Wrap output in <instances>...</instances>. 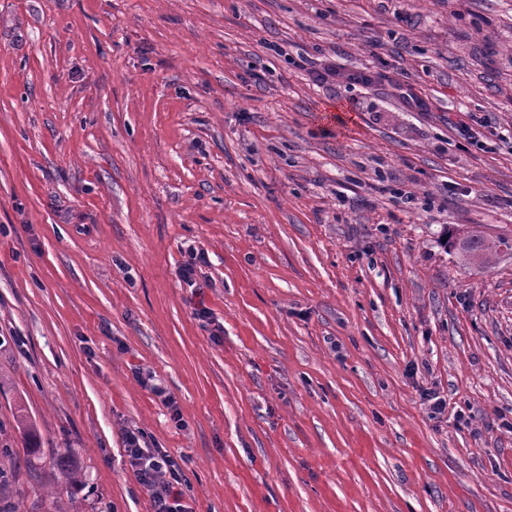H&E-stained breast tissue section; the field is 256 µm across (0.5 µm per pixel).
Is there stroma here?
<instances>
[{"label":"stroma","instance_id":"35a3bbf8","mask_svg":"<svg viewBox=\"0 0 512 512\" xmlns=\"http://www.w3.org/2000/svg\"><path fill=\"white\" fill-rule=\"evenodd\" d=\"M510 131L512 0H0V499L152 512L137 429L192 512H512V250L446 243ZM501 246L512 249V243L509 240L499 239L490 242L474 231H466L452 242L453 249L457 250L464 260L487 265L490 263L492 254L496 253Z\"/></svg>","mask_w":512,"mask_h":512}]
</instances>
